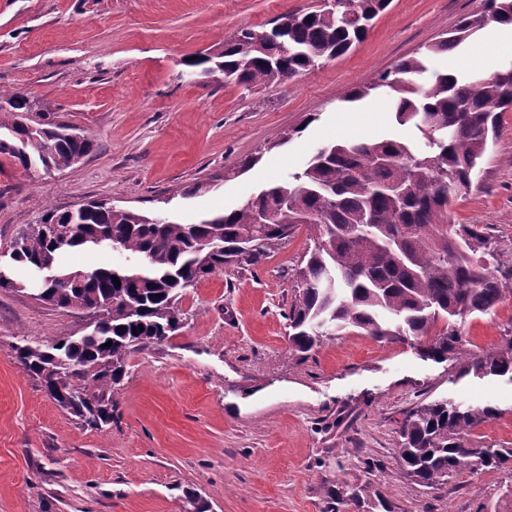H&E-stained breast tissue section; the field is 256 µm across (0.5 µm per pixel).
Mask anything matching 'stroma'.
<instances>
[{"mask_svg": "<svg viewBox=\"0 0 512 512\" xmlns=\"http://www.w3.org/2000/svg\"><path fill=\"white\" fill-rule=\"evenodd\" d=\"M323 0H0V90L28 96L36 123L85 130L92 153L52 173L0 166V250L46 208L90 200L180 222L241 206L297 172L331 141L412 136L391 92L352 107L345 89L416 55L483 0H392L366 38L321 68L253 89L193 79L186 58L220 52L239 28ZM299 128L281 148L277 132ZM261 154L248 172L241 161ZM199 191L192 197L190 186ZM452 224H477L512 249V110ZM314 242L307 225L253 266L201 280L179 302L176 336L132 354L103 432L82 427L14 357L21 339L82 335L86 314L0 288V512H366L351 488L369 483L391 512H512V474L466 470L428 488L402 474L398 424L419 402L452 397L496 407L475 428L512 448V383L456 376L403 342L360 330L324 338L307 359L288 349L295 272ZM458 325L472 350L512 330V290Z\"/></svg>", "mask_w": 512, "mask_h": 512, "instance_id": "35a3bbf8", "label": "stroma"}]
</instances>
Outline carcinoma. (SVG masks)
Returning <instances> with one entry per match:
<instances>
[{
    "instance_id": "obj_1",
    "label": "carcinoma",
    "mask_w": 512,
    "mask_h": 512,
    "mask_svg": "<svg viewBox=\"0 0 512 512\" xmlns=\"http://www.w3.org/2000/svg\"><path fill=\"white\" fill-rule=\"evenodd\" d=\"M391 0H333L315 11L273 21L278 42L242 28L218 54L199 53L186 65L207 83L247 89L313 70L348 52ZM512 22V0H485L482 12L426 47L446 54L492 23ZM422 56V57H424ZM422 57H409L366 86L345 91L356 103L388 87L395 120L410 124L414 140L328 144L292 180L267 185L242 207L193 224L93 201L72 211L47 209L0 253L7 264L39 271L38 297L83 311L95 323L85 334L43 348L15 347L26 374L90 429L112 423L113 395L136 351L160 344L181 329L184 292L228 265L251 266L305 224L315 247L296 271L288 312V340L301 358L339 331L363 330L378 341H411L420 356L459 362L456 376L512 380V335L499 347L465 349L452 319L488 314L512 280V252L491 245L476 224L448 225V208L471 187L502 113L512 109V74L497 69L467 76L438 72L427 84ZM27 96L0 92V162L24 171L59 169L92 152L83 134L71 138L60 123H26ZM265 209L271 220L256 223ZM110 247L121 264L88 272L61 263L72 250ZM117 277L121 285L112 282ZM446 327L432 332L438 320ZM144 330L132 331L134 326ZM112 342L107 347L105 343ZM491 406L453 399L420 403L399 426L398 462L413 483L434 487L464 470L512 472V448L471 442L472 431L497 416Z\"/></svg>"
}]
</instances>
